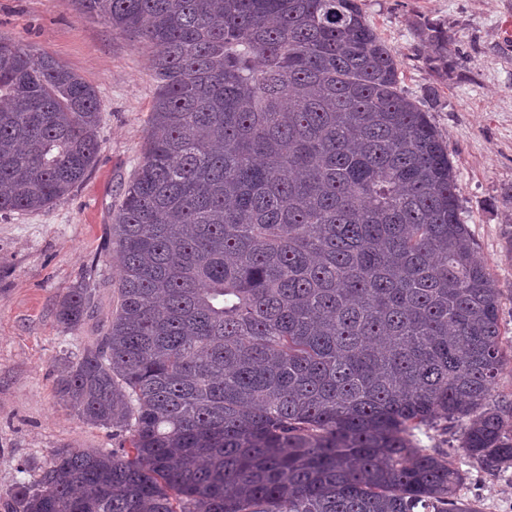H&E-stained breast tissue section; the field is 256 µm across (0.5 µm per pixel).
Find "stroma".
<instances>
[{"instance_id":"obj_1","label":"stroma","mask_w":512,"mask_h":512,"mask_svg":"<svg viewBox=\"0 0 512 512\" xmlns=\"http://www.w3.org/2000/svg\"><path fill=\"white\" fill-rule=\"evenodd\" d=\"M394 51L401 89L428 111L454 165L461 217L500 290L508 353L490 400H512V0H362ZM448 38L434 62L429 27ZM0 35L48 53L100 98V150L88 177L40 210L0 214V512L16 482L37 481L58 448L112 449L122 438L85 423L56 379L103 336L118 299L106 230L142 156L155 92L151 52L78 11L71 0H0ZM93 289L80 326L56 319L70 289ZM461 426L423 430L425 447L452 452L459 499L476 512H512V466L485 470L458 451Z\"/></svg>"}]
</instances>
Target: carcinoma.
<instances>
[{
	"mask_svg": "<svg viewBox=\"0 0 512 512\" xmlns=\"http://www.w3.org/2000/svg\"><path fill=\"white\" fill-rule=\"evenodd\" d=\"M151 49L119 302L56 390L124 447L58 448L11 512H476L416 432L512 463L499 291L448 147L359 0H72ZM0 213L94 167L100 100L0 35ZM87 288L58 304L81 324ZM446 425L448 430H445ZM461 428L460 423L448 422L447 424L444 421H438L437 427L423 430L418 434V438L427 448L453 452L460 442Z\"/></svg>",
	"mask_w": 512,
	"mask_h": 512,
	"instance_id": "1",
	"label": "carcinoma"
}]
</instances>
